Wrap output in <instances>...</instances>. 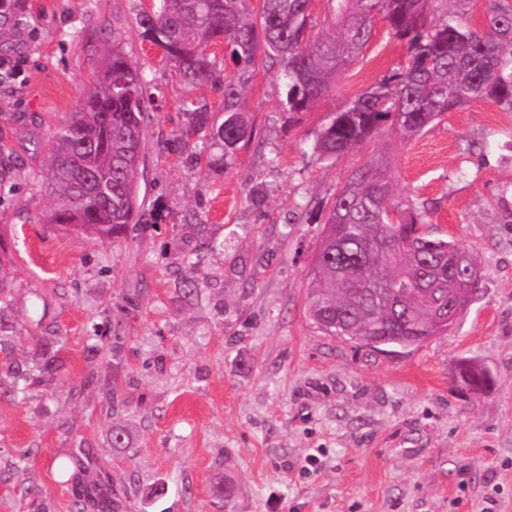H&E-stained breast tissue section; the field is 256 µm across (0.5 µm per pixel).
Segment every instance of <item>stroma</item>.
<instances>
[{"instance_id": "obj_1", "label": "stroma", "mask_w": 512, "mask_h": 512, "mask_svg": "<svg viewBox=\"0 0 512 512\" xmlns=\"http://www.w3.org/2000/svg\"><path fill=\"white\" fill-rule=\"evenodd\" d=\"M155 2L24 0L0 50L17 68L0 80V512H72L58 465L74 455L111 474L128 512H512V110L477 100L413 139L388 128L318 161L330 112L405 58L381 28L308 112L284 111L278 65L259 57L243 98L252 136L234 159L206 133L177 149L186 101L223 121L224 83L188 87L142 41L137 19ZM116 37L149 103L144 224L113 244L45 213L50 138ZM378 158L400 196L429 203L431 230L480 263L454 327L398 356L324 336L306 312L325 211ZM202 240L210 250L190 260ZM26 333L61 337L66 367L19 393L11 373L34 347L12 338ZM94 334L124 337L121 356L93 351ZM465 359L490 369V390L456 386ZM114 385L127 401L116 410ZM118 428L126 447L112 445Z\"/></svg>"}]
</instances>
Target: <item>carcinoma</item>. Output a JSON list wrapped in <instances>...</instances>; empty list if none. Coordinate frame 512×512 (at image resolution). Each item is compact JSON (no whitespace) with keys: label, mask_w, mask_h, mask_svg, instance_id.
<instances>
[{"label":"carcinoma","mask_w":512,"mask_h":512,"mask_svg":"<svg viewBox=\"0 0 512 512\" xmlns=\"http://www.w3.org/2000/svg\"><path fill=\"white\" fill-rule=\"evenodd\" d=\"M20 0H0V38L19 25ZM159 0L141 13L140 36L158 47L191 86L214 79L212 48L224 45L232 64L224 76V121L205 105L188 109L176 143L209 132L235 156L252 133L242 96L259 54L282 64L284 110L308 112L336 90L339 74L363 55L383 23L405 44L406 58L364 93L330 113L314 152L330 161L373 139L387 122L404 138L466 103L490 100L512 109V5L489 0L482 28L467 18L473 0H327V30L313 36L314 0ZM146 99L137 65L116 39L96 63V79L71 121L53 135L47 223L71 233L121 241L140 222L139 185ZM396 176L378 159L353 170L326 212L307 268V311L326 336L394 353L421 345L440 331L436 306L461 294L473 301L481 275L474 251L432 235L426 207L397 195ZM42 356L13 373L15 390L64 369L55 336H19ZM72 497L79 512H119L112 477L89 471L78 457Z\"/></svg>","instance_id":"carcinoma-1"}]
</instances>
